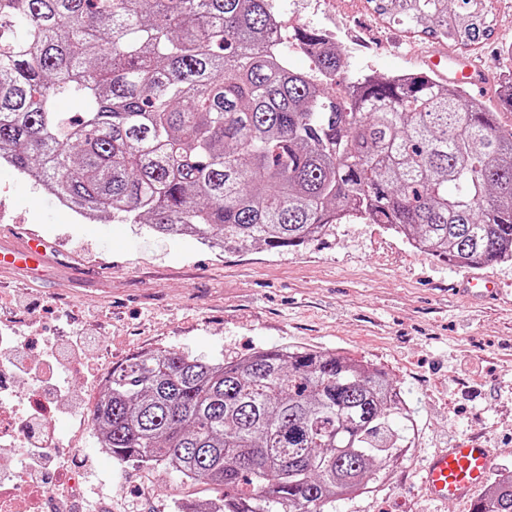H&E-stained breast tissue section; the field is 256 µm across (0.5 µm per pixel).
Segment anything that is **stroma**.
<instances>
[{"label": "stroma", "instance_id": "stroma-1", "mask_svg": "<svg viewBox=\"0 0 512 512\" xmlns=\"http://www.w3.org/2000/svg\"><path fill=\"white\" fill-rule=\"evenodd\" d=\"M292 15L289 32L338 36L341 83L373 73L424 71V55L444 50L449 71L468 60L489 73L468 100L495 105L512 83V0H486L490 36L481 44L445 42L401 28L374 0H275ZM40 233L44 262L0 272V302H16L0 336H24L31 357L80 325L95 344L89 369L61 371L62 406L54 433L61 453L95 485L96 512H173L174 501L208 499L213 490L164 467H137L101 453L83 401L113 365L170 350L232 360L258 349L330 350L385 370L415 412L410 451L369 481L367 490L329 504L328 512H472L469 500L436 503L423 495L427 459L470 434L486 438L492 472H512V261L481 268L499 295L472 299L461 286L469 269L438 260L380 224L352 220L329 236L282 250L246 245L217 251L197 240L152 235L124 217L73 216L40 186L0 162V248Z\"/></svg>", "mask_w": 512, "mask_h": 512}]
</instances>
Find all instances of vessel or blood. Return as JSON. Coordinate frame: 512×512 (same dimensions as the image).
Masks as SVG:
<instances>
[{
  "mask_svg": "<svg viewBox=\"0 0 512 512\" xmlns=\"http://www.w3.org/2000/svg\"><path fill=\"white\" fill-rule=\"evenodd\" d=\"M46 252V241L40 236H31L20 245L0 252V269L41 263ZM489 464L490 450L477 438L435 452L422 475L427 498L448 502L466 497L486 480Z\"/></svg>",
  "mask_w": 512,
  "mask_h": 512,
  "instance_id": "1",
  "label": "vessel or blood"
}]
</instances>
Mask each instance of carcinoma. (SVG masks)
<instances>
[{
	"instance_id": "carcinoma-1",
	"label": "carcinoma",
	"mask_w": 512,
	"mask_h": 512,
	"mask_svg": "<svg viewBox=\"0 0 512 512\" xmlns=\"http://www.w3.org/2000/svg\"><path fill=\"white\" fill-rule=\"evenodd\" d=\"M400 25L475 44L473 0H377ZM273 0H0V159L81 215L124 214L212 248L298 247L355 218L445 262L512 260V131L433 75L331 93L336 38ZM64 96L76 104L54 109ZM93 422L119 462L218 496L178 512H325L408 450L387 372L282 347L232 361L150 352L112 367ZM474 512H512V473Z\"/></svg>"
}]
</instances>
